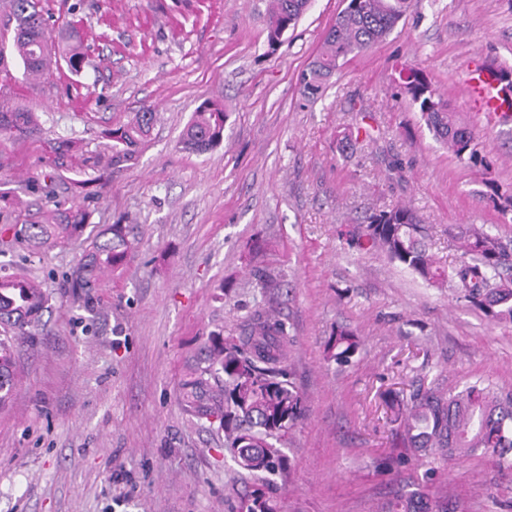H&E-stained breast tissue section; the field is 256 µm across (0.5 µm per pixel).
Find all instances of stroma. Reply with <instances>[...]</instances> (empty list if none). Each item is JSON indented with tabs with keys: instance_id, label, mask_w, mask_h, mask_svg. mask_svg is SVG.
<instances>
[{
	"instance_id": "1",
	"label": "stroma",
	"mask_w": 512,
	"mask_h": 512,
	"mask_svg": "<svg viewBox=\"0 0 512 512\" xmlns=\"http://www.w3.org/2000/svg\"><path fill=\"white\" fill-rule=\"evenodd\" d=\"M41 5L50 35L74 22L85 62L77 75L62 61L27 74L0 0V111L23 108L39 123L0 141V278L49 296L0 408V512H237L256 488L279 512H388L400 491L448 494L461 512H512V469L482 454L401 457L384 402L478 379L512 391V325L351 243L366 213L401 204L418 212L443 266L460 259L452 225L512 239V223L479 194L480 168L448 153L396 82L405 63L423 69L512 193V121L488 126L458 79L474 59L512 68V0H411L313 103L298 78L344 0H311L273 49L269 0ZM209 100L224 105V139L188 152L180 134ZM148 105L146 145L110 167L108 130ZM360 127L368 136L339 152L337 134ZM69 141L80 150L58 153ZM54 211L81 212L93 233L136 225L134 258L75 290L83 241L34 250L19 234ZM257 237L268 243L258 257ZM262 272L279 287H260ZM258 307L291 330V380L307 406L280 445L285 475L267 481L238 468L223 429L197 418L182 390L213 337L243 335ZM339 325L361 340L342 365L324 355Z\"/></svg>"
}]
</instances>
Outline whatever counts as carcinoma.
I'll use <instances>...</instances> for the list:
<instances>
[{"label": "carcinoma", "mask_w": 512, "mask_h": 512, "mask_svg": "<svg viewBox=\"0 0 512 512\" xmlns=\"http://www.w3.org/2000/svg\"><path fill=\"white\" fill-rule=\"evenodd\" d=\"M309 0H272L267 42L274 47L295 24ZM409 0H346L345 7L326 31L321 45L301 73L300 93L307 101L318 99L339 68L371 50L388 36L405 15ZM15 20L13 48L27 72L38 75L59 57L78 72L84 62L82 40L75 28L53 42L48 23L37 0H11ZM398 85L420 114V119L459 162L484 169L483 192L503 218L512 216V195L499 192L490 178L484 148L472 132L457 124L448 102L443 100L429 76L413 65L399 71ZM155 120L145 108L135 118L112 129L111 165L135 159ZM226 113L218 104L201 107L186 126L182 144L192 153H204L224 137ZM33 113L17 109L0 112V136L33 133ZM365 233L357 247L384 252L424 282L450 285L458 298L496 322L512 324V245L484 227L456 224L454 236L461 250L460 261L448 268L438 265L429 253L427 234L415 211L407 205L365 215ZM82 214L61 215L53 222L26 224L23 237L35 247L63 245L84 232ZM131 224H111L87 238L82 261L70 280L86 288L107 269L123 266L137 249ZM48 298L24 281L0 287V407L8 404L17 385L14 348L20 339L33 341ZM294 342L286 323L265 309H256L247 319L246 335L227 340L213 352L211 365L198 370L183 383V398L200 417H218L238 466L253 476L283 473L282 456L275 442L282 440L306 414V402L291 382L286 348ZM360 346L355 333L339 328L328 341L326 358L337 364L349 362ZM224 373V384L211 385L210 376ZM389 406L406 454H424L442 459H467L477 452L490 454L512 468V394H503L477 381L456 392L418 389L408 398L395 397ZM239 512H277V505L259 490L241 499ZM392 512H448V502L425 499L418 493L397 496Z\"/></svg>", "instance_id": "carcinoma-1"}]
</instances>
